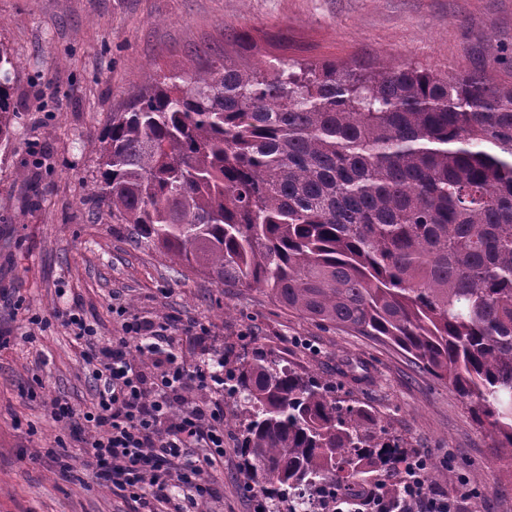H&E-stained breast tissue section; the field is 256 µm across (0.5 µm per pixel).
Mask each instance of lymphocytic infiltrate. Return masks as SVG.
I'll use <instances>...</instances> for the list:
<instances>
[{"instance_id": "lymphocytic-infiltrate-1", "label": "lymphocytic infiltrate", "mask_w": 512, "mask_h": 512, "mask_svg": "<svg viewBox=\"0 0 512 512\" xmlns=\"http://www.w3.org/2000/svg\"><path fill=\"white\" fill-rule=\"evenodd\" d=\"M112 311L121 335L87 353L97 395L82 414L84 464L141 512H184L182 499L208 496L213 473L224 465L221 408L192 396L212 391L224 361L202 327L191 333L200 357L186 372L168 324L129 314L120 302Z\"/></svg>"}]
</instances>
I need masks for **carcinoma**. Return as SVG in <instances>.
I'll return each instance as SVG.
<instances>
[{"label":"carcinoma","instance_id":"cac0c4a2","mask_svg":"<svg viewBox=\"0 0 512 512\" xmlns=\"http://www.w3.org/2000/svg\"><path fill=\"white\" fill-rule=\"evenodd\" d=\"M0 50V145L18 112ZM92 192L137 240L216 282L387 340L466 399L512 461V85L380 70L209 62L112 113ZM250 480L288 512L374 486L409 456L361 405L263 355L229 370Z\"/></svg>","mask_w":512,"mask_h":512}]
</instances>
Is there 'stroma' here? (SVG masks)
Segmentation results:
<instances>
[{
	"label": "stroma",
	"instance_id": "35a3bbf8",
	"mask_svg": "<svg viewBox=\"0 0 512 512\" xmlns=\"http://www.w3.org/2000/svg\"><path fill=\"white\" fill-rule=\"evenodd\" d=\"M0 47L16 67L20 118L0 150V512H133L83 466L81 422L51 397L91 407V368L58 314L80 310L101 339L110 309L175 330L209 328L227 362L262 354L328 380L380 419L409 455L451 462L438 494L458 512H512V464L495 459L465 401L399 348L288 311L258 288L189 272L88 187L114 112L150 78L228 59L412 63L512 84V0H0ZM224 468L191 512H262L227 389Z\"/></svg>",
	"mask_w": 512,
	"mask_h": 512
}]
</instances>
